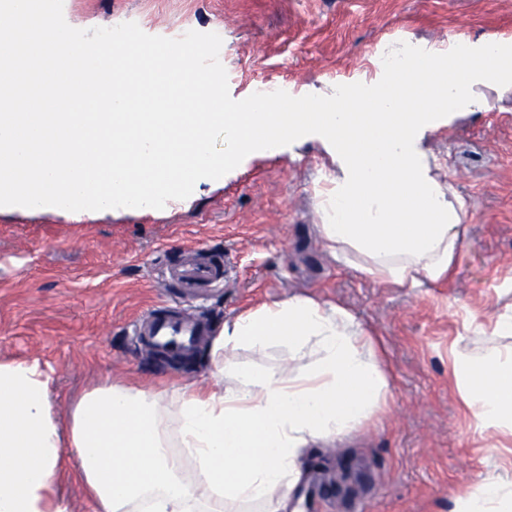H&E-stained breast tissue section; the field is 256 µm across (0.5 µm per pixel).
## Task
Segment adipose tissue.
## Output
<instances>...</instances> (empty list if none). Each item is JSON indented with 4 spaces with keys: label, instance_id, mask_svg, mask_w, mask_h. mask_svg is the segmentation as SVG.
I'll use <instances>...</instances> for the list:
<instances>
[{
    "label": "adipose tissue",
    "instance_id": "1",
    "mask_svg": "<svg viewBox=\"0 0 512 512\" xmlns=\"http://www.w3.org/2000/svg\"><path fill=\"white\" fill-rule=\"evenodd\" d=\"M21 37L14 72L37 76L76 46L77 30L24 10L0 20V36ZM176 48L152 79L129 90L131 53L114 49L112 110L26 111L34 85L15 95L35 130L21 143L0 135V204L104 194L147 198L220 172L227 163L316 132L336 166L317 190L320 237L345 267L375 283L419 288L448 280L468 227L464 204L432 173L420 146L425 131L473 105L459 84L512 87L506 40L459 35L447 53L422 52L381 73L378 96L361 84L319 99L294 97L276 112L254 99L242 112H215L222 88ZM72 143L47 139L56 126ZM224 132L216 150L211 130ZM512 308L499 315L479 354L450 351L453 374L479 433L512 436ZM274 346L287 366L244 364L240 350ZM214 386L173 392L103 383L67 414L55 408L51 369L39 359L0 360V512H69L58 493L65 448L75 449L93 512H287L305 474L304 453L349 437L391 400V376L371 329L349 309L294 295L224 322L208 349ZM456 512H512V479L482 473Z\"/></svg>",
    "mask_w": 512,
    "mask_h": 512
}]
</instances>
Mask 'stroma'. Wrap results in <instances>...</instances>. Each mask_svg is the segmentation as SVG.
<instances>
[{"label":"stroma","instance_id":"obj_1","mask_svg":"<svg viewBox=\"0 0 512 512\" xmlns=\"http://www.w3.org/2000/svg\"><path fill=\"white\" fill-rule=\"evenodd\" d=\"M66 23L88 37L132 26L168 44L181 32L224 30V104L262 82L308 98L375 79L389 42L446 52L461 34L512 41V0H71ZM479 106L425 132L434 173L466 203L468 234L453 277L387 288L341 266L318 233L315 188L331 158L315 134L241 158L223 177L176 195L175 207L64 212L0 208V359L39 358L60 412L105 379L169 390L207 380L191 361L148 355L133 322L175 296L162 279L199 246L224 279L192 308L220 328L265 303L304 294L367 324L391 374L389 409L369 427L308 449L291 512H454L490 466L512 476V445L479 434L448 365L470 328L492 330L512 304V89L476 85Z\"/></svg>","mask_w":512,"mask_h":512}]
</instances>
